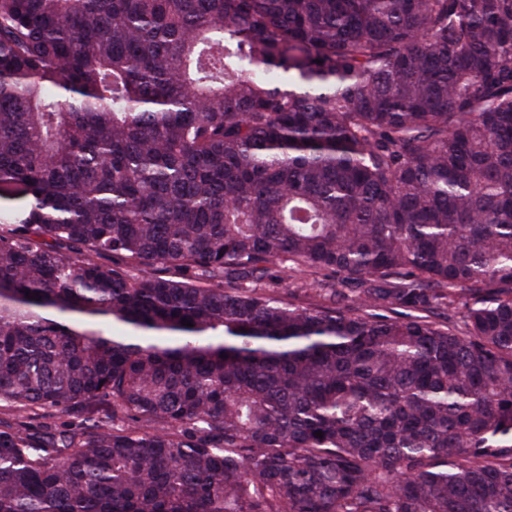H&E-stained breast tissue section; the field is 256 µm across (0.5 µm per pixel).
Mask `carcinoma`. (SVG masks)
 Masks as SVG:
<instances>
[{
	"label": "carcinoma",
	"instance_id": "1",
	"mask_svg": "<svg viewBox=\"0 0 512 512\" xmlns=\"http://www.w3.org/2000/svg\"><path fill=\"white\" fill-rule=\"evenodd\" d=\"M1 404L112 424L0 512H512V0H0Z\"/></svg>",
	"mask_w": 512,
	"mask_h": 512
}]
</instances>
